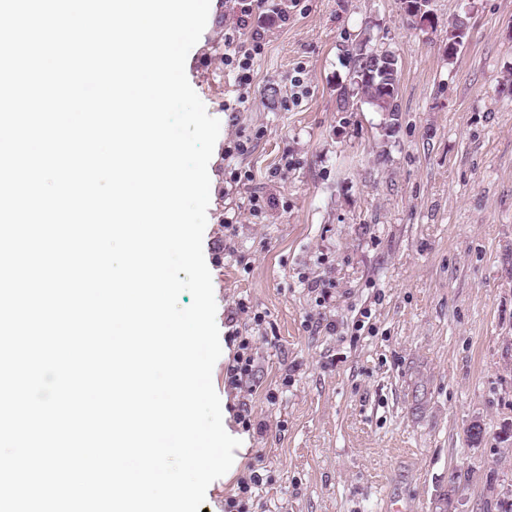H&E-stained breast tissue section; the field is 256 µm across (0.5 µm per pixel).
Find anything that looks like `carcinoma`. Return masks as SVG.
<instances>
[{
  "mask_svg": "<svg viewBox=\"0 0 512 512\" xmlns=\"http://www.w3.org/2000/svg\"><path fill=\"white\" fill-rule=\"evenodd\" d=\"M371 52L381 56L388 53V50L371 45L369 37L351 43L346 49L348 84L340 86L338 98L343 109L350 107L352 99L355 98L380 113L381 129L385 131V136L390 137L396 130L399 117V69L367 76L373 66V59L369 56Z\"/></svg>",
  "mask_w": 512,
  "mask_h": 512,
  "instance_id": "1",
  "label": "carcinoma"
}]
</instances>
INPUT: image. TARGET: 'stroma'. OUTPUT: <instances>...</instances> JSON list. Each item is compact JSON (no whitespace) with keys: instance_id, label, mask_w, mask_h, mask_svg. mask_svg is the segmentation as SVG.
<instances>
[{"instance_id":"1","label":"stroma","mask_w":512,"mask_h":512,"mask_svg":"<svg viewBox=\"0 0 512 512\" xmlns=\"http://www.w3.org/2000/svg\"><path fill=\"white\" fill-rule=\"evenodd\" d=\"M230 7L210 0L186 75L221 124L203 236L216 319L246 304L237 328L254 353L251 391L230 386L225 355L212 381L226 406L252 409L250 430L225 425L263 484L243 498L215 480L206 512L231 497L240 512H384L390 500L435 512L459 471L470 481L453 512H486L512 491V444L499 439L512 424V0H431L425 29L399 0H299L287 23L253 20L266 43L235 121L208 57ZM457 17L468 33L452 56ZM360 34L400 57L388 138L380 113L337 100ZM240 133L253 179L226 230L221 155Z\"/></svg>"}]
</instances>
